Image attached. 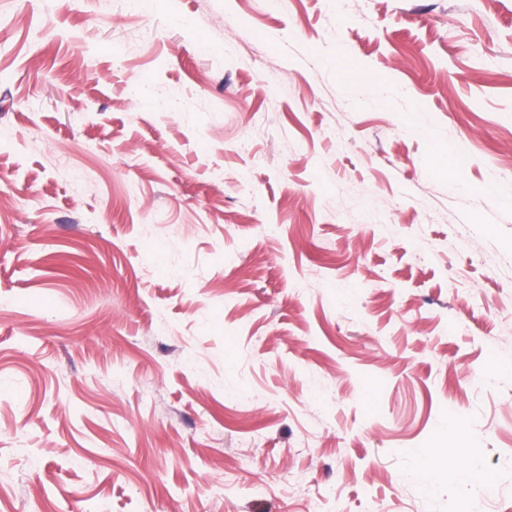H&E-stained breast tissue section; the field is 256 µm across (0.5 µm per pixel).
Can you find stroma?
Returning a JSON list of instances; mask_svg holds the SVG:
<instances>
[{"label": "stroma", "mask_w": 512, "mask_h": 512, "mask_svg": "<svg viewBox=\"0 0 512 512\" xmlns=\"http://www.w3.org/2000/svg\"><path fill=\"white\" fill-rule=\"evenodd\" d=\"M504 355L512 0H0V512H512Z\"/></svg>", "instance_id": "obj_1"}]
</instances>
